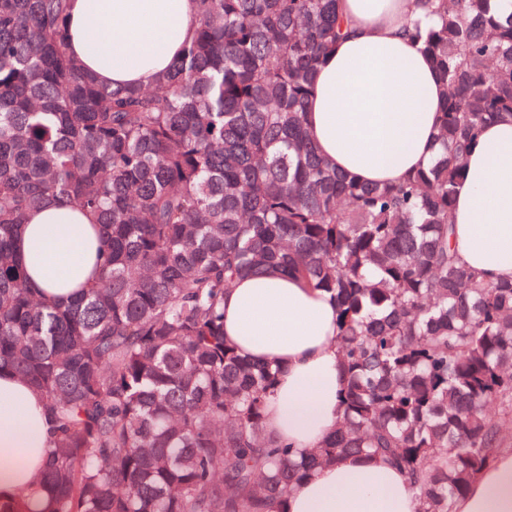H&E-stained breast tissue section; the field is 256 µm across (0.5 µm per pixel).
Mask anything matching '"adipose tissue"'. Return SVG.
Instances as JSON below:
<instances>
[{
  "mask_svg": "<svg viewBox=\"0 0 512 512\" xmlns=\"http://www.w3.org/2000/svg\"><path fill=\"white\" fill-rule=\"evenodd\" d=\"M352 30L322 61L307 127L337 169L364 182L394 183L429 166L438 144L440 80L406 31L413 0H340ZM195 0H71L68 51L99 83L151 85L189 41ZM451 221L461 259L492 282L512 280V122L487 124L473 146ZM17 248L29 286L63 303L99 273L93 215L48 202L33 212ZM336 307L291 275L241 279L224 294V336L242 356L273 362L278 383L267 431L294 448L328 438L342 418L344 377ZM51 446L41 393L0 375V504L43 512L31 487ZM404 474L363 456L317 468L292 494L290 512H417ZM454 512H512V448L457 499Z\"/></svg>",
  "mask_w": 512,
  "mask_h": 512,
  "instance_id": "ef3b65f1",
  "label": "adipose tissue"
}]
</instances>
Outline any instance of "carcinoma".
Wrapping results in <instances>:
<instances>
[{
  "label": "carcinoma",
  "instance_id": "cac0c4a2",
  "mask_svg": "<svg viewBox=\"0 0 512 512\" xmlns=\"http://www.w3.org/2000/svg\"><path fill=\"white\" fill-rule=\"evenodd\" d=\"M340 0H197L149 87L100 84L66 50L70 0H0V372L34 385L53 441L45 512H287L347 455L399 467L417 512H454L512 406V282L451 248L481 128L512 117V13L414 0L444 90L442 152L396 183L328 164L306 131ZM97 221L105 261L70 302L15 248L48 199ZM292 274L330 294L343 420L303 453L264 427L278 367L224 341V291Z\"/></svg>",
  "mask_w": 512,
  "mask_h": 512
}]
</instances>
